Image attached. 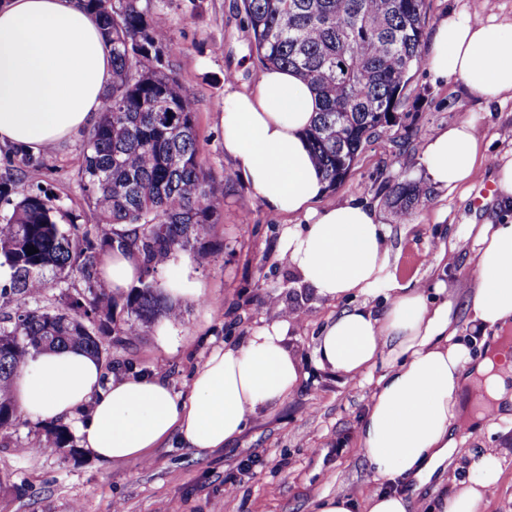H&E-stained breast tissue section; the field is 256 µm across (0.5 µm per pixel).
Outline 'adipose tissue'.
I'll return each mask as SVG.
<instances>
[{
    "label": "adipose tissue",
    "mask_w": 512,
    "mask_h": 512,
    "mask_svg": "<svg viewBox=\"0 0 512 512\" xmlns=\"http://www.w3.org/2000/svg\"><path fill=\"white\" fill-rule=\"evenodd\" d=\"M429 71L461 80L468 97L512 93V24L468 13L441 18L426 50ZM112 82V47L84 0H0V145L39 151L92 126ZM318 111L308 83L269 68L248 92L224 106V153L267 210L301 216L287 229L284 255L322 297L365 292L389 263L387 233L360 203L322 206L328 183L306 132ZM482 141L463 122L433 136L424 151L427 179L438 187L470 183ZM472 320L493 331L477 364L453 342L448 302L428 303L401 287L384 316L355 308L326 325L317 347L322 367L350 379L383 373L357 431L374 474L424 483L454 453L452 422L483 418L512 405V223L482 224L476 234ZM276 322L236 348L214 351L196 371L186 398L156 377L106 376L98 359L74 349L48 350L18 374L17 407L35 422H75L82 448L101 463L147 456L170 436L205 452L233 442L262 408L299 385L297 359ZM500 474L495 457L474 462L452 496L429 512H482ZM404 493L376 490L364 500L322 497L316 512H409Z\"/></svg>",
    "instance_id": "adipose-tissue-1"
}]
</instances>
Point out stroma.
<instances>
[{
  "label": "stroma",
  "instance_id": "35a3bbf8",
  "mask_svg": "<svg viewBox=\"0 0 512 512\" xmlns=\"http://www.w3.org/2000/svg\"><path fill=\"white\" fill-rule=\"evenodd\" d=\"M162 6L169 36L181 48L174 70L194 101L200 157L215 177L217 211L201 253H179L158 273L164 282L187 275L200 298L176 297L182 310L177 322H158L138 336L104 337V371L154 376L174 394H187L211 353L283 319L289 309L297 316L288 320L283 344L299 362L301 383L284 401L258 411L230 447L199 453L172 440L148 458L108 465L76 441L29 451L49 427L19 416L13 428L0 431V512H112L116 505L122 512H315L322 496L361 500L376 489L409 493L411 512H426L484 455L496 457L501 469L484 512H512V411L492 414L460 436V454L417 491L409 480L377 478L357 443L380 369L351 380L322 368L316 355L322 329L342 311L363 307L380 317L392 287L412 284L428 293L441 280L455 340L472 361L481 360L488 341L471 323L473 227L512 222V209L499 204L493 189L499 167L512 158V139L503 135L512 129V95L477 103L467 99L460 81L434 78L424 65L413 71L395 124L365 143L324 198L328 205L362 203L376 211L389 232V265L366 292L326 299L303 283L282 253L285 229L305 228L304 218L267 211L224 153V101L230 89H251L262 70L242 0H163ZM451 11L512 23V0H426L427 30ZM466 121L484 140L471 184L431 186L408 209L389 207L397 183L424 182L428 139ZM82 140L78 133L55 146L46 169L29 180L65 197L68 208L91 224L95 217L71 165Z\"/></svg>",
  "mask_w": 512,
  "mask_h": 512
}]
</instances>
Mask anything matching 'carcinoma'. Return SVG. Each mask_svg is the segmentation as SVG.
Wrapping results in <instances>:
<instances>
[{
	"label": "carcinoma",
	"mask_w": 512,
	"mask_h": 512,
	"mask_svg": "<svg viewBox=\"0 0 512 512\" xmlns=\"http://www.w3.org/2000/svg\"><path fill=\"white\" fill-rule=\"evenodd\" d=\"M112 45V84L101 115L75 158L76 175L93 224L63 207L28 175L46 168V155L23 148L3 154L0 180V298L23 304L0 315V430L18 419L12 394L17 374L51 348L100 357L108 331L138 336L181 310L157 273L180 251H196L215 210L214 175L200 158L193 101L177 78L180 48L160 28L154 0H86ZM251 43L264 66L290 69L319 100L307 137L331 186L342 181L364 143L392 126L410 80L422 63L425 0H242ZM424 190L398 184L388 198L408 208ZM131 232L124 231L125 225ZM38 252L29 255V247ZM140 257L138 283L116 296L101 268L109 251ZM80 298L65 294L73 278ZM58 305H41L47 288ZM122 306L123 324L114 311Z\"/></svg>",
	"instance_id": "carcinoma-1"
}]
</instances>
